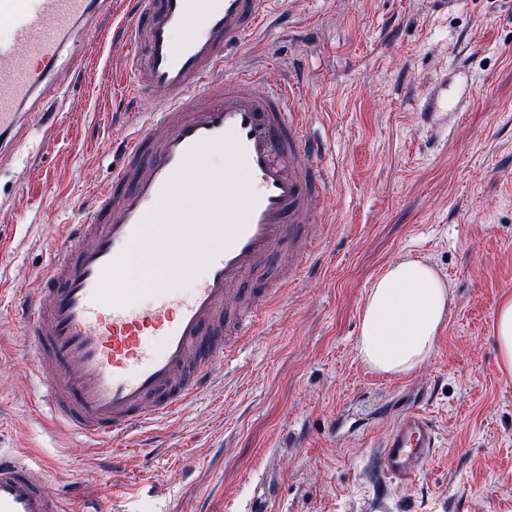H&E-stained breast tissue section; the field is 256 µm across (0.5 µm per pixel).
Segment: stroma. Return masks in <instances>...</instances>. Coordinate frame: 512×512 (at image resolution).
I'll use <instances>...</instances> for the list:
<instances>
[{
    "mask_svg": "<svg viewBox=\"0 0 512 512\" xmlns=\"http://www.w3.org/2000/svg\"><path fill=\"white\" fill-rule=\"evenodd\" d=\"M127 21L126 0H102L32 105L62 97L53 139L27 124L0 156V449L52 461L50 492L115 512H375L378 447L421 409L438 448L414 483L390 484L387 512H512V376L493 334L512 293V0H280L275 24L226 58L230 74L264 56L275 80L303 70L299 106L336 184L316 205L332 231L209 390L153 426L164 447L130 437L114 466L47 415L13 298L37 288L152 109L118 82ZM438 91L436 131L417 113ZM403 258L428 261L452 301L425 362L394 376L364 363L356 338L373 280Z\"/></svg>",
    "mask_w": 512,
    "mask_h": 512,
    "instance_id": "obj_1",
    "label": "stroma"
}]
</instances>
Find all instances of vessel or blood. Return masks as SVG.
<instances>
[{"instance_id":"1","label":"vessel or blood","mask_w":512,"mask_h":512,"mask_svg":"<svg viewBox=\"0 0 512 512\" xmlns=\"http://www.w3.org/2000/svg\"><path fill=\"white\" fill-rule=\"evenodd\" d=\"M278 0H132L125 72L132 96L156 99L155 112L121 141L122 165L95 187L80 223L70 225L39 272L41 289L20 298L26 361L50 366L42 381L51 419L90 440H111L112 465L135 432L174 423L213 382L239 345L259 333L269 312L325 231L316 203L328 186L319 145L296 107L299 81L265 80L266 63L224 73L275 13ZM97 0H0V153L32 114L28 104L50 83L51 63ZM184 31L174 41L176 31ZM233 135L254 195L243 228L193 280L189 294L169 290L127 307L98 303L102 269L200 144ZM295 252L288 280L258 290L251 282L281 251ZM250 295L247 316L222 319L231 291ZM438 436L424 413L401 416L385 436L378 464L385 480L412 482L434 457ZM46 464L0 453V512H74L49 494Z\"/></svg>"}]
</instances>
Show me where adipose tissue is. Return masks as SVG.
<instances>
[{"instance_id":"1","label":"adipose tissue","mask_w":512,"mask_h":512,"mask_svg":"<svg viewBox=\"0 0 512 512\" xmlns=\"http://www.w3.org/2000/svg\"><path fill=\"white\" fill-rule=\"evenodd\" d=\"M450 303L449 286L431 264L392 263L368 291L357 338L360 357L385 374L413 371L430 355Z\"/></svg>"}]
</instances>
